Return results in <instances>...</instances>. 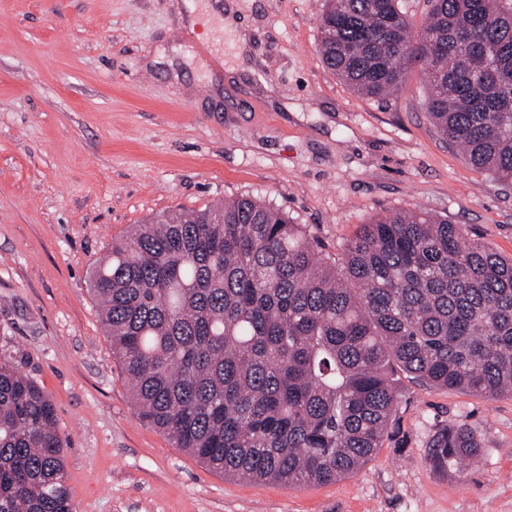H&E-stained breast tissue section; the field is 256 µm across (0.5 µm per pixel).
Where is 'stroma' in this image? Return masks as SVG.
Listing matches in <instances>:
<instances>
[{"instance_id": "1", "label": "stroma", "mask_w": 512, "mask_h": 512, "mask_svg": "<svg viewBox=\"0 0 512 512\" xmlns=\"http://www.w3.org/2000/svg\"><path fill=\"white\" fill-rule=\"evenodd\" d=\"M213 2L0 0V358L53 397L74 512H512L508 393L399 375L379 453L319 486L224 476L138 419L87 283L131 225L251 196L334 262L361 225L424 210L512 257V186L434 125L420 66L369 98L321 59L324 0H234L242 40ZM457 424L475 462L437 466Z\"/></svg>"}]
</instances>
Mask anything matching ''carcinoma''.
<instances>
[{
  "instance_id": "obj_1",
  "label": "carcinoma",
  "mask_w": 512,
  "mask_h": 512,
  "mask_svg": "<svg viewBox=\"0 0 512 512\" xmlns=\"http://www.w3.org/2000/svg\"><path fill=\"white\" fill-rule=\"evenodd\" d=\"M418 41L400 0H325L324 64L380 98L422 65L435 125L512 184V0H429ZM101 322L145 423L240 480L328 484L382 447L397 370L512 393V257L429 212L362 225L340 266L288 213L250 196L134 224L90 272ZM481 442L441 432L433 461ZM51 396L0 359V512H73Z\"/></svg>"
}]
</instances>
